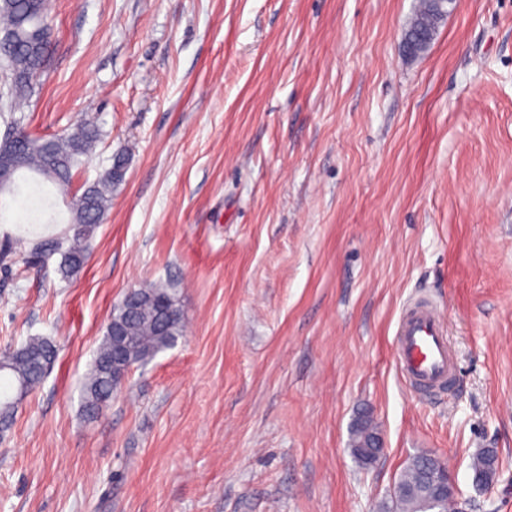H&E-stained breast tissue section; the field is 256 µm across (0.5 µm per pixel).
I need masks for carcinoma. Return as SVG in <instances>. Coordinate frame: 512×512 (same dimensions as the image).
Wrapping results in <instances>:
<instances>
[{"label":"carcinoma","instance_id":"cac0c4a2","mask_svg":"<svg viewBox=\"0 0 512 512\" xmlns=\"http://www.w3.org/2000/svg\"><path fill=\"white\" fill-rule=\"evenodd\" d=\"M446 10V4L419 0L407 31L423 34L410 54L427 49L438 29L437 11ZM29 27L41 30L38 53L49 58L53 48V27L48 19V0H0V30H15L24 35ZM13 65L29 76L10 85L12 108L22 109L30 101L40 75L38 66L24 53L14 56ZM102 138L101 128L92 121H84L75 129L51 138H42L26 131L19 121L11 122L10 131L0 137V170L6 172L0 182V195L13 194L22 173L51 182L60 192L69 193L73 170L85 163ZM126 158L117 155L111 166L98 180L83 186L78 198L80 204L70 212L68 228L62 240L39 239L29 242L36 254H61L58 271L63 278L75 276L84 266L88 243L102 223L112 200V191L123 183ZM137 301L134 313L126 311L125 303L112 312L105 334L97 346L93 361L81 388L82 407L91 418L99 415L112 401L115 388L114 374L124 366L142 365L159 352L175 345L183 336L184 317L176 289L170 285L155 284L129 292ZM56 358V346L47 338H34L17 349L0 353V427L8 428L13 419L16 401L35 392L48 367ZM377 424L370 416L358 417L351 428L350 451L356 461L368 467L375 463L367 448ZM440 466V459L428 455L413 456L401 470L394 486V500L399 512H458L455 492L448 490L442 499L426 498V490L419 481L424 464ZM473 474L494 482L497 471L496 452L487 448L476 454L471 463Z\"/></svg>","mask_w":512,"mask_h":512}]
</instances>
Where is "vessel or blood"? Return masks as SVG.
Instances as JSON below:
<instances>
[{"label":"vessel or blood","instance_id":"vessel-or-blood-1","mask_svg":"<svg viewBox=\"0 0 512 512\" xmlns=\"http://www.w3.org/2000/svg\"><path fill=\"white\" fill-rule=\"evenodd\" d=\"M394 356L402 377L416 392L441 391L455 382L457 368L440 307L419 300L405 308L395 331Z\"/></svg>","mask_w":512,"mask_h":512}]
</instances>
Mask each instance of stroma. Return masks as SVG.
Wrapping results in <instances>:
<instances>
[{"label": "stroma", "mask_w": 512, "mask_h": 512, "mask_svg": "<svg viewBox=\"0 0 512 512\" xmlns=\"http://www.w3.org/2000/svg\"><path fill=\"white\" fill-rule=\"evenodd\" d=\"M418 2L51 0L28 126L98 123L76 184L128 161L76 276L21 250L0 267V351L58 348L0 439V512H385L420 451L468 512H512V0H455L408 56ZM69 203L22 180L0 248L62 235ZM157 281L182 337L86 417L114 306ZM419 294L459 366L439 397L394 361ZM366 411L385 451L363 469ZM377 424L370 416H359L351 428L350 451L356 461L362 466L368 467L375 463L372 457L371 448L374 449L376 461L382 453L381 438L378 434L374 441L370 444V448H365L369 441L372 440L374 433H378ZM473 476L486 477L488 483L494 482L497 471V456L493 449L487 448L476 454L471 463Z\"/></svg>", "instance_id": "35a3bbf8"}]
</instances>
